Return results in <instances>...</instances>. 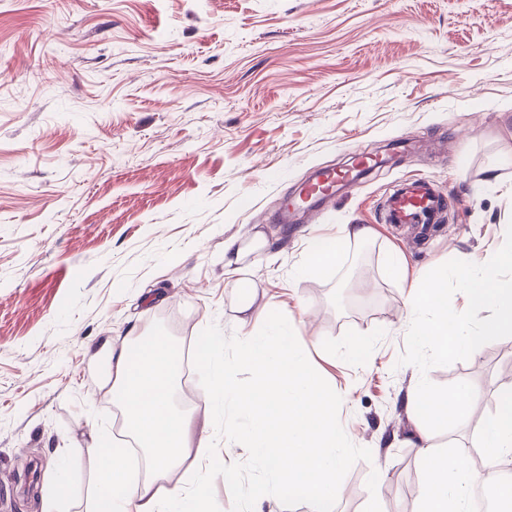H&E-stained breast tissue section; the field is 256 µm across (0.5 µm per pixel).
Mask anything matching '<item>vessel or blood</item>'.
<instances>
[{"label":"vessel or blood","mask_w":512,"mask_h":512,"mask_svg":"<svg viewBox=\"0 0 512 512\" xmlns=\"http://www.w3.org/2000/svg\"><path fill=\"white\" fill-rule=\"evenodd\" d=\"M354 163L340 169H326L306 182L297 197L286 201L275 216L280 224L294 219H308L337 195L354 192L359 184V171L374 168L376 161L370 154L357 152ZM447 199L436 191L432 182L420 177L397 188L387 199L385 221L389 224L426 226L437 223L447 207Z\"/></svg>","instance_id":"1"}]
</instances>
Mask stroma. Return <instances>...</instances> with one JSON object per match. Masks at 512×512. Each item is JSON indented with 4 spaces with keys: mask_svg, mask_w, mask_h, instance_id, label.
<instances>
[{
    "mask_svg": "<svg viewBox=\"0 0 512 512\" xmlns=\"http://www.w3.org/2000/svg\"><path fill=\"white\" fill-rule=\"evenodd\" d=\"M407 136L419 150L315 223L275 222L315 171ZM417 177L456 200L423 241L384 221L390 190ZM511 222L512 0H0V512H44L51 485L59 512H93L94 448L132 445L103 340L181 348L213 323L258 332L274 310L372 452L334 512H417L409 287L484 260ZM354 225L368 238L310 271L311 244ZM257 231L275 245L245 260L244 328L224 243ZM427 376L476 392L435 451L478 447L512 340Z\"/></svg>",
    "mask_w": 512,
    "mask_h": 512,
    "instance_id": "1",
    "label": "stroma"
}]
</instances>
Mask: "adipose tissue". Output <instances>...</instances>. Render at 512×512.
<instances>
[{
	"label": "adipose tissue",
	"mask_w": 512,
	"mask_h": 512,
	"mask_svg": "<svg viewBox=\"0 0 512 512\" xmlns=\"http://www.w3.org/2000/svg\"><path fill=\"white\" fill-rule=\"evenodd\" d=\"M268 241L254 237L224 244V272L234 276L247 291L239 302L240 313H249L257 286L247 278L245 258L266 248ZM181 372V356L159 339L137 337L131 352H120L112 365V402L139 447L148 473L133 478L126 452L99 448L97 484L102 491L97 512H169V502L182 487H167L163 477L189 456L203 458L208 436H195L191 415L176 409L174 382ZM483 452L493 460L512 456V407L498 410L482 428ZM418 453L427 473L420 512H469L470 491L485 483L486 475L472 469L466 452L454 449L435 454L428 434H421Z\"/></svg>",
	"instance_id": "adipose-tissue-1"
}]
</instances>
